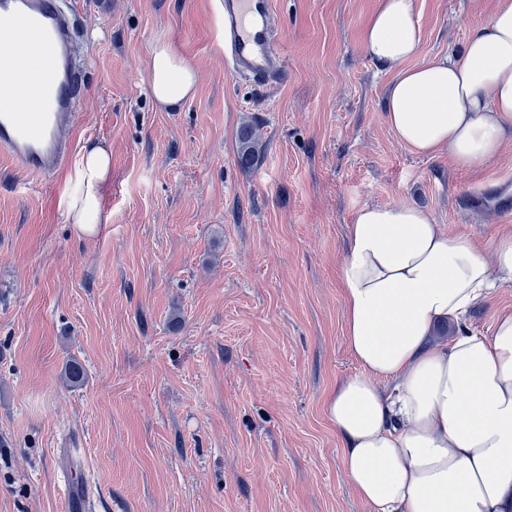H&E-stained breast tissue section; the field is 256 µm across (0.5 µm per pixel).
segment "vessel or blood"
Masks as SVG:
<instances>
[{
    "instance_id": "1",
    "label": "vessel or blood",
    "mask_w": 512,
    "mask_h": 512,
    "mask_svg": "<svg viewBox=\"0 0 512 512\" xmlns=\"http://www.w3.org/2000/svg\"><path fill=\"white\" fill-rule=\"evenodd\" d=\"M224 61L256 87L281 82L284 68L274 49L271 0H223ZM0 18L20 35L36 36L52 82L0 83V155L27 175L41 178L61 169L73 151L72 129L84 90L77 20L63 0H0ZM36 99L33 120L20 116L22 99Z\"/></svg>"
}]
</instances>
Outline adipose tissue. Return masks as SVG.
<instances>
[{
    "label": "adipose tissue",
    "instance_id": "ef3b65f1",
    "mask_svg": "<svg viewBox=\"0 0 512 512\" xmlns=\"http://www.w3.org/2000/svg\"><path fill=\"white\" fill-rule=\"evenodd\" d=\"M467 9L487 21L445 58L418 62L423 31L411 0H380L361 44L394 73L386 121L395 138L481 170L512 141V0H468ZM0 54L25 62L20 74L0 67V81H50L12 29H0ZM196 81L170 42L155 43L149 90L160 104L176 107ZM111 179L110 153L85 144L66 209L80 234L108 223L102 191ZM347 239L337 278L358 370L337 381L325 415L358 500L367 512H512V310L487 334L466 322L512 284V232L493 235L486 254L473 235L417 206L365 204Z\"/></svg>",
    "mask_w": 512,
    "mask_h": 512
}]
</instances>
